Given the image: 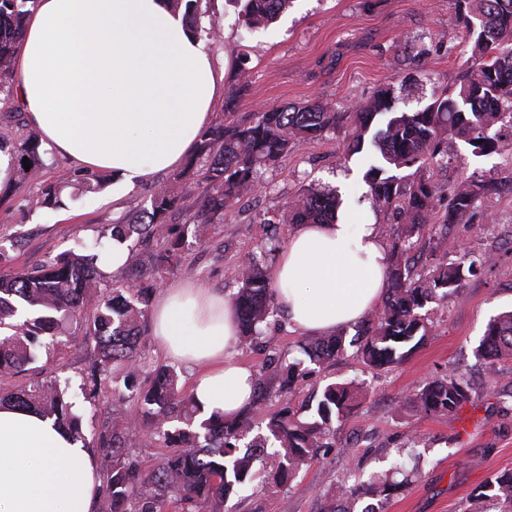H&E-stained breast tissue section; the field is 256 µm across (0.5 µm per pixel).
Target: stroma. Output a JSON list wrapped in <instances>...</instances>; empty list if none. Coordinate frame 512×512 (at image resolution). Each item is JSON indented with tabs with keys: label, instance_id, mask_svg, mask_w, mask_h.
<instances>
[{
	"label": "stroma",
	"instance_id": "35a3bbf8",
	"mask_svg": "<svg viewBox=\"0 0 512 512\" xmlns=\"http://www.w3.org/2000/svg\"><path fill=\"white\" fill-rule=\"evenodd\" d=\"M203 7L202 23L223 28L222 43L205 46L213 59L229 72L238 55L250 58L249 87L236 104L244 115L307 101L348 106L364 100L387 79L403 81L399 62L419 41L431 44L433 52L408 84L410 99L430 96L434 80L453 83L465 67L454 0H293L277 23L257 32L238 26L227 0H205ZM29 129L14 94L0 92V156L15 159ZM40 156L37 179L0 183V274L49 264L92 243L100 231L149 206L153 186L170 179L158 173L116 201L111 173L100 171L90 180L77 176L64 189L61 205L52 206L44 202L46 187L74 165L46 148ZM448 156V168L434 174L440 184L475 171L500 184L468 223L452 225L448 233L475 252L493 255L490 269L429 305V333L401 363L370 368L351 346L343 357L299 378L296 408L333 382L354 383L362 394L350 415L334 424L325 454L271 489L263 480L265 467H258L256 480L229 499V512H324L341 482L367 481L396 463L408 477L402 490L388 498H358L353 512L369 506L375 512H470L486 481L512 468V358L489 371L473 355L490 318L512 309V158L473 156L458 139L449 140ZM364 172L361 155L346 156L344 132L302 145L263 171L269 193L242 199L223 223L206 226L201 242L186 243L167 284L192 280L233 297L237 266L264 245L262 217L277 214L285 199L313 181L338 189L341 209L354 223H385L366 197ZM83 332L81 325L68 326L60 343L43 350L27 371L0 378V393L38 381H70L69 397L90 439L111 423L112 405L87 398L80 388L95 354L93 345H82ZM452 367L468 381L471 403L454 414H420L411 402L415 391Z\"/></svg>",
	"mask_w": 512,
	"mask_h": 512
}]
</instances>
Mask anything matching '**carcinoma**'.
<instances>
[{
    "mask_svg": "<svg viewBox=\"0 0 512 512\" xmlns=\"http://www.w3.org/2000/svg\"><path fill=\"white\" fill-rule=\"evenodd\" d=\"M37 0H0V91L10 89L15 49L25 20ZM172 10L185 9L195 32L210 41L220 39L221 27L201 26L200 0H168ZM239 21L248 29L266 28L291 5L292 0H235ZM456 15L467 31L461 53L467 68L451 87L435 89L426 102L414 108L399 105L395 81L381 84L370 97L338 110L329 103H299L269 107L249 115L233 111V103L248 88V57L234 64V88L226 102L224 119L202 135L187 167L169 183L154 189L150 207L127 224L112 225L111 237L152 239L159 243L153 255L151 282L138 269L125 268L109 276L98 267L99 234L92 253L68 251L55 262L33 269L0 275V377L13 376L34 363L41 349L62 333L64 325L93 311L86 323L85 339L95 343L97 356L86 378L89 395L112 396V428L101 430L87 446L102 459L100 512H224V503L238 488L255 480L257 460L272 461L273 480L281 483L329 447L324 442L333 421L354 407L357 392L347 383L326 385L315 404L305 407L302 419L284 406L266 424V433L251 436L252 415L226 420H196L197 409L177 387L174 368L144 369L137 344L148 332V307L155 291L180 258L187 236L200 239L199 225L170 224L168 213L185 193L199 190L198 216L207 224H222L236 202L261 195L267 185L261 170L279 162L303 144L336 129L347 132L348 152L363 150L370 140V164L365 174L367 197L392 219L380 232L393 239L387 275V297L381 307L360 323L357 334L346 340L340 331L305 341L301 358L276 355L266 359L254 374L253 406L271 391L288 397L305 363L321 365L341 356L346 344H358L363 361L373 367L407 359L428 334L427 304L442 301L461 287L467 276L483 271L490 261L463 243L455 246L457 259L442 257L426 272L415 256L423 252V238L436 234L435 247L448 240V225L468 221L478 201L494 188L492 181L474 172L453 183L443 196L432 179L434 170L448 168V138L460 139L476 156L501 153L512 133L493 131L499 124L512 128V0H455ZM432 47L420 42L403 62L426 59ZM40 142L29 135L17 157L16 173L22 179L38 176L42 166ZM28 158L30 169L23 166ZM205 164L195 170V160ZM70 173L46 190L48 200L61 206L62 191ZM341 199L336 189L316 184L301 188L285 202L276 219L266 224H329L336 221ZM267 250L253 254L235 273L239 290L234 298L239 336L248 346L267 348L273 337L262 335L261 325L280 311L273 272L266 252L280 247L276 233H269ZM112 288L101 289L104 278ZM29 313L14 322L18 309ZM402 339H397V336ZM474 356L489 368L512 358V311L491 319ZM69 382H45L0 396V403L33 409L55 419L74 439L85 441L82 421L73 412ZM471 397L467 384L451 368L427 381L412 398L425 416L458 411ZM147 426L168 452L152 468L142 466L130 448L132 435ZM402 484L389 476L367 485L338 487L331 501L352 500L364 492L389 497ZM480 496L512 512V469L496 473Z\"/></svg>",
    "mask_w": 512,
    "mask_h": 512,
    "instance_id": "carcinoma-1",
    "label": "carcinoma"
}]
</instances>
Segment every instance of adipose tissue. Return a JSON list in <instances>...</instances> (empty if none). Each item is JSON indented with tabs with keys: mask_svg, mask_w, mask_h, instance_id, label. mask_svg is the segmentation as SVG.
I'll return each instance as SVG.
<instances>
[{
	"mask_svg": "<svg viewBox=\"0 0 512 512\" xmlns=\"http://www.w3.org/2000/svg\"><path fill=\"white\" fill-rule=\"evenodd\" d=\"M12 79L40 141L82 171H110L118 191L195 150L224 75L166 0H37ZM387 264L376 224L299 225L273 271L278 302L301 333L329 335L379 306ZM151 332L167 359L195 369L202 417L249 408L254 375L229 356L238 321L223 294L164 288ZM100 485L92 449L53 419L0 406V512H94Z\"/></svg>",
	"mask_w": 512,
	"mask_h": 512,
	"instance_id": "1",
	"label": "adipose tissue"
}]
</instances>
